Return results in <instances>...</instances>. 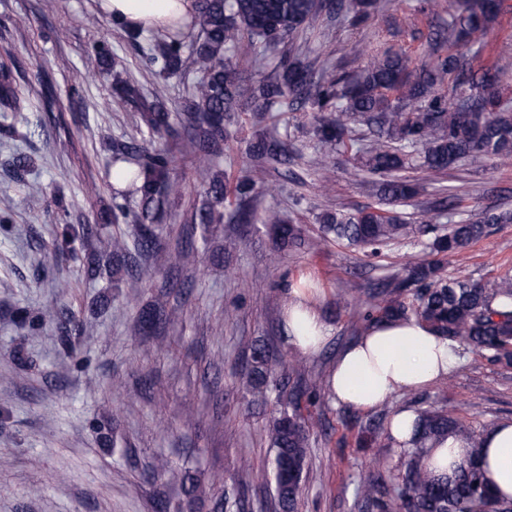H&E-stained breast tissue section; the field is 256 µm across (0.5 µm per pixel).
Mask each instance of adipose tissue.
Instances as JSON below:
<instances>
[{
    "label": "adipose tissue",
    "mask_w": 512,
    "mask_h": 512,
    "mask_svg": "<svg viewBox=\"0 0 512 512\" xmlns=\"http://www.w3.org/2000/svg\"><path fill=\"white\" fill-rule=\"evenodd\" d=\"M104 11L132 27L159 30L184 22L191 0H102ZM290 341L298 350L317 351L329 329L303 288L292 289L284 311ZM457 361L447 340L414 318L373 323L344 348L329 377L336 402L371 411L401 391L424 390L447 377ZM479 449L495 495L512 497V422L495 424L474 439L451 436L425 452L430 470L442 474Z\"/></svg>",
    "instance_id": "obj_1"
}]
</instances>
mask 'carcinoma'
I'll return each mask as SVG.
<instances>
[{
  "instance_id": "1",
  "label": "carcinoma",
  "mask_w": 512,
  "mask_h": 512,
  "mask_svg": "<svg viewBox=\"0 0 512 512\" xmlns=\"http://www.w3.org/2000/svg\"><path fill=\"white\" fill-rule=\"evenodd\" d=\"M435 16L448 14L431 45V63L410 68V57L392 50L373 52L362 72L350 77L336 74L314 80L313 72L298 59L285 58L273 75L263 74L259 47L303 35L306 26L325 12L329 18L358 27L371 17L373 0H198L194 25L201 41L191 47V58L200 74L189 111L184 113L180 152L196 159V181L207 203L191 215L193 224H217L223 215L215 207L228 195L238 201L236 219L259 222L272 234L278 249L302 242L301 229L279 212L258 213L256 200L268 189L267 171L291 166L296 152L287 145L262 138L245 149L250 169L228 184L209 172L208 160L224 137L231 134V112L241 95L238 67L243 61L261 74L252 89L260 113L275 107L291 111L306 106L318 121L317 131L334 149H351L362 155L364 171L380 180L383 199L395 202L416 195L415 184L402 172L413 166L427 171L441 184L448 168L469 157H512V105L500 87L503 72L474 69L473 59L462 54L440 53L443 46L475 44L491 28L501 0H426ZM185 40L176 31L169 41L142 52L149 70L173 77L185 67ZM97 67L112 76L116 93L141 102L140 130L149 139H130L112 145V182L117 198H136L140 211L137 253L157 250L152 230L167 206L182 198L185 183L174 173L170 151L153 146L156 139L173 131L174 117L163 103L149 101L122 72L97 58ZM453 80V96L439 88ZM21 111L6 73L0 75V118ZM460 197H441L427 202L425 218L417 233L428 238L426 252L407 256L401 272L359 300L357 321L368 326L374 320L416 318L427 323L453 349L463 347L495 361L512 362V270L486 285L447 274L449 259L487 236L496 224H511L512 210L491 209L477 222L461 221L444 234L437 218L456 208ZM320 235L315 245L347 243L379 258L384 248L409 236V225L399 216L378 207L354 213L326 212L320 216ZM106 249L112 255V276L132 271L134 253L127 238L115 233ZM256 388L275 392L278 416L264 436L274 451L273 479L283 512H297L303 474L307 468L310 430L322 418L312 410L322 406L321 380L305 387L298 382L286 388L277 382L276 363L264 345L253 348L245 368ZM458 408L448 401L429 409H417L414 431L400 444V462L394 475L396 487L388 493L377 480L359 484L358 496L366 512H512L511 498H498L490 488L477 450L450 472L438 475L424 462V449L450 435L467 436L459 423ZM387 414L359 423V443L383 429Z\"/></svg>"
}]
</instances>
